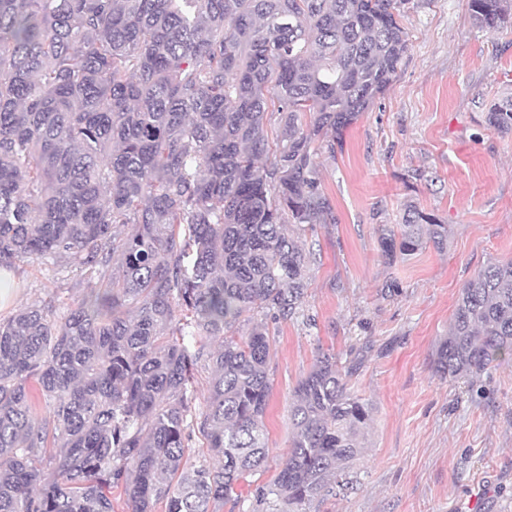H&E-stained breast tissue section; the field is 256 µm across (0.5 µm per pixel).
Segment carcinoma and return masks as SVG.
Returning <instances> with one entry per match:
<instances>
[{
	"label": "carcinoma",
	"mask_w": 512,
	"mask_h": 512,
	"mask_svg": "<svg viewBox=\"0 0 512 512\" xmlns=\"http://www.w3.org/2000/svg\"><path fill=\"white\" fill-rule=\"evenodd\" d=\"M401 4L0 0V266L70 260L95 280L61 317L0 319V512H115L114 489L130 512L241 501L269 457L267 321L299 313L301 233L333 219L319 157L394 81ZM467 11L512 26V0ZM481 106L512 134V95ZM429 245L447 247L448 225L414 206L380 239L390 264ZM508 360L511 259L462 288L431 368L457 379ZM351 374L324 354L297 382L288 451L255 489L269 512L348 488L371 421ZM196 436L209 459L193 464Z\"/></svg>",
	"instance_id": "1"
}]
</instances>
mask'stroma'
Returning <instances> with one entry per match:
<instances>
[{
	"mask_svg": "<svg viewBox=\"0 0 512 512\" xmlns=\"http://www.w3.org/2000/svg\"><path fill=\"white\" fill-rule=\"evenodd\" d=\"M401 22L395 80L320 157L334 221L305 233L316 259L300 315L269 325L268 465L223 512H256L254 487L287 452L294 388L322 353L357 365L350 387L371 423L349 488L307 512H512V362L469 381L430 369L461 288L512 259V135L484 129L477 106L512 93V28L471 27L466 0H405ZM411 205L447 224L448 246L385 264L381 229ZM14 278L15 306L60 314L88 288L38 259Z\"/></svg>",
	"mask_w": 512,
	"mask_h": 512,
	"instance_id": "obj_1",
	"label": "stroma"
}]
</instances>
